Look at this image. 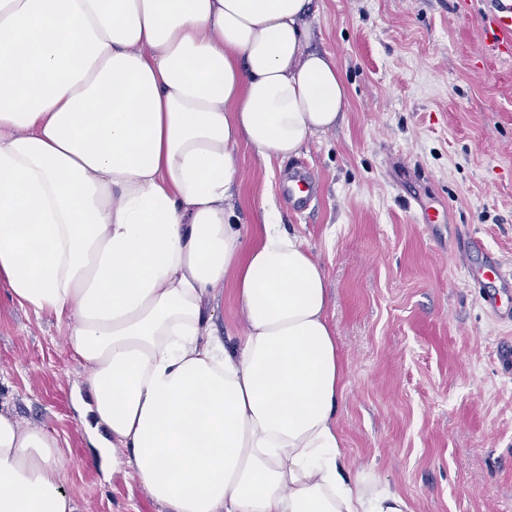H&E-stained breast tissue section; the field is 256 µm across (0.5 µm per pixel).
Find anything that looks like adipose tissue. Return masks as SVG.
Here are the masks:
<instances>
[{
    "label": "adipose tissue",
    "instance_id": "1",
    "mask_svg": "<svg viewBox=\"0 0 512 512\" xmlns=\"http://www.w3.org/2000/svg\"><path fill=\"white\" fill-rule=\"evenodd\" d=\"M311 0H0V284L67 327L95 448L169 512H411L345 461L326 275L241 146L296 155L348 103ZM232 281L247 328L211 336ZM58 439L0 411V512H76Z\"/></svg>",
    "mask_w": 512,
    "mask_h": 512
}]
</instances>
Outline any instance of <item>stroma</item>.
<instances>
[{"label": "stroma", "instance_id": "35a3bbf8", "mask_svg": "<svg viewBox=\"0 0 512 512\" xmlns=\"http://www.w3.org/2000/svg\"><path fill=\"white\" fill-rule=\"evenodd\" d=\"M457 0H311L309 50L331 53L348 107L298 156L239 152L232 205L248 239L262 207L324 268L344 361L339 427L352 465L374 466L412 512H512V321L483 308L454 260L480 236L512 264V59L483 57L478 12ZM314 174L303 212L279 192ZM449 207L421 224V207ZM208 311L226 348L242 331L232 283ZM65 328L0 286V408L62 442L78 512H165L125 470L104 472L77 409L87 369Z\"/></svg>", "mask_w": 512, "mask_h": 512}]
</instances>
